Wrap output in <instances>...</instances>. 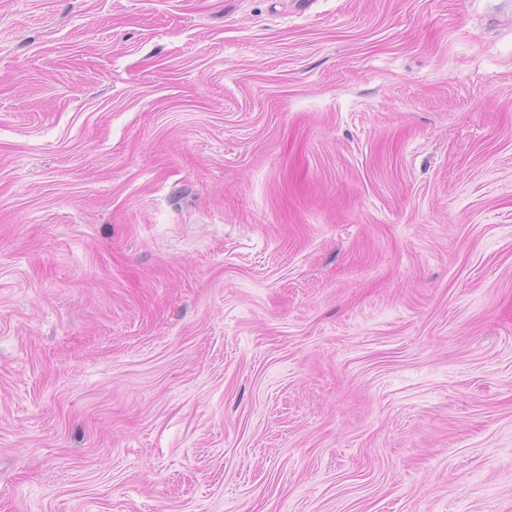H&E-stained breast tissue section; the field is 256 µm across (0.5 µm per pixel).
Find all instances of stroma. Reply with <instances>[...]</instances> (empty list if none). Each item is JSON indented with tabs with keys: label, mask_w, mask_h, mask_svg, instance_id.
Segmentation results:
<instances>
[{
	"label": "stroma",
	"mask_w": 512,
	"mask_h": 512,
	"mask_svg": "<svg viewBox=\"0 0 512 512\" xmlns=\"http://www.w3.org/2000/svg\"><path fill=\"white\" fill-rule=\"evenodd\" d=\"M0 512H512V0H0Z\"/></svg>",
	"instance_id": "1"
}]
</instances>
